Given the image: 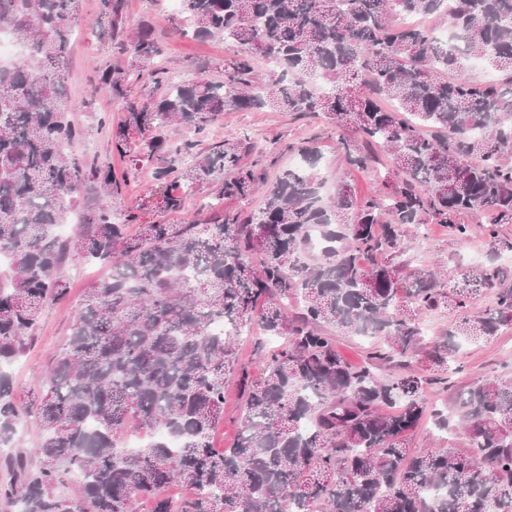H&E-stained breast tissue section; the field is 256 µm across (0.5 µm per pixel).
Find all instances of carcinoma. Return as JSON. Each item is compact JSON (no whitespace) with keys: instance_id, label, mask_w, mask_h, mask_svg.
Masks as SVG:
<instances>
[{"instance_id":"cac0c4a2","label":"carcinoma","mask_w":512,"mask_h":512,"mask_svg":"<svg viewBox=\"0 0 512 512\" xmlns=\"http://www.w3.org/2000/svg\"><path fill=\"white\" fill-rule=\"evenodd\" d=\"M124 0H101V14L121 30ZM447 7L459 41L437 39L406 14L435 16ZM81 0H0V31L28 52L0 67V447L35 417L38 464L22 453L5 459L10 480L0 499L21 512H512V378L474 382L456 413L436 408L437 429H463L469 449L412 452L406 434L426 410L425 388L448 387L462 371L457 337L478 340L512 328V272L476 266L453 286L420 264L402 269L404 228L428 215L453 236L471 234L461 215L491 218L492 248L512 252L497 225L512 224V0H181L172 32L221 33L239 48L224 79L170 82L141 102L130 73L154 80L162 44L147 24L118 43L125 68L99 67L98 87L123 104L112 148L135 158L162 154L155 171L165 211L186 193L222 181L221 199L263 190V206L244 215L189 224L126 225L137 206L115 220L113 200L124 178L105 164L69 153L84 130L70 118L66 76ZM259 53L275 63L257 78ZM474 58L499 72L492 83L450 79ZM331 83L318 90L307 78ZM273 105L322 112L336 129L346 163L367 171L390 155L399 174L383 196L361 200L342 186L329 197L316 172L285 169L271 182L234 134L208 150L200 141L168 144L183 127L205 135L227 110ZM481 134H475V130ZM97 183L101 204L66 223L74 194ZM332 224L323 258L305 244L312 228ZM260 265L251 263L253 255ZM109 265L73 316L66 347L41 394L15 395L6 371L34 340L43 308L67 295L62 270L72 258ZM493 294L492 307L470 313V301ZM299 299L288 315L283 301ZM445 304L459 312L448 335L423 344L420 317ZM258 321L283 337L273 350L258 341L261 366H238L243 325ZM220 322L227 328L212 332ZM378 336L359 364L347 361L335 331ZM425 351L430 374L389 378L380 364L406 367ZM237 374L245 396L239 435L214 448L224 421V382ZM150 440L128 451L129 426ZM79 477L75 495L64 492ZM173 482L189 494L163 497Z\"/></svg>"}]
</instances>
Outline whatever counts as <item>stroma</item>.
Here are the masks:
<instances>
[{"label":"stroma","instance_id":"stroma-1","mask_svg":"<svg viewBox=\"0 0 512 512\" xmlns=\"http://www.w3.org/2000/svg\"><path fill=\"white\" fill-rule=\"evenodd\" d=\"M81 20L76 29L68 63V94L73 106L72 119L84 128L85 137L73 144V152L94 158L112 166L117 174L126 178L123 195L113 205L116 214H123L142 200L151 197L155 190V170L161 161L145 158L138 165H131L128 158L112 150L111 130L124 118L122 105L106 94L95 91L93 80L103 63L123 64L115 41L111 36H98L103 20L100 0H82ZM164 0H124L123 34H130L141 24H149L164 44L160 66L169 80H191L197 77L222 79L224 68L236 56L232 42L220 37L199 39L188 35L172 36L170 20ZM106 118L108 129L98 130L99 118ZM247 135L256 148L261 149L259 168L267 179H274L280 170L296 166L300 156L297 146L310 143L318 152L316 169L324 182L326 195H333L341 186H348L358 197L384 194V183L395 180L396 171L390 157H383L374 170L359 171L348 166L337 151L336 130L324 115L309 118L274 107L229 111L221 114L204 137L203 147L223 141L225 135ZM219 183L212 182L186 194L183 207L177 212H164L150 208L143 216L144 222L184 224L196 215H215L216 205L236 212L257 211L263 204L261 195L219 201ZM465 223L475 226V233L461 241L452 236L443 225L427 222L407 227L411 242L409 250L399 256V263L415 266L441 261L445 280L460 279L470 267L489 262L512 267V253H493L488 239L479 233V226L488 222L486 216L468 215ZM106 273L105 268L80 259L70 260L63 269L69 288L67 300L60 304L46 305L40 315L36 341L29 351L22 354L11 367V376L18 392L38 393L54 357L59 353L69 334L70 315L75 311L90 285ZM463 369L454 375L453 387L441 390L429 388L426 393L428 408L456 410L457 395L475 381L512 370V329L500 331L498 336L477 342L463 341L461 346ZM243 409L241 388L236 377H227L224 383V421L216 429L214 445L232 447L237 439L239 418ZM406 443L414 450L446 448L462 452L468 442L462 431L438 430L430 416H423L407 434Z\"/></svg>","mask_w":512,"mask_h":512}]
</instances>
